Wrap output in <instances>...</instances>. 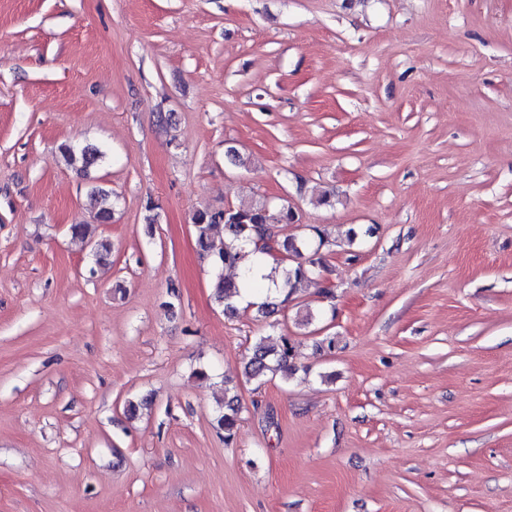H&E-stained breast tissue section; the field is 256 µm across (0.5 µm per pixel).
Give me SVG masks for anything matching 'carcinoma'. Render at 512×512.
I'll return each mask as SVG.
<instances>
[{
  "label": "carcinoma",
  "instance_id": "obj_1",
  "mask_svg": "<svg viewBox=\"0 0 512 512\" xmlns=\"http://www.w3.org/2000/svg\"><path fill=\"white\" fill-rule=\"evenodd\" d=\"M65 163L77 172L86 174L97 167L105 153L93 146L74 148L69 145L61 147ZM97 207V220L101 224L112 221L116 200L108 191L95 187L90 193ZM296 214L291 207L282 208L278 215L270 214L269 206L263 200H256L247 205L234 206L227 214L223 208H197L189 215L192 224L195 245L198 254L210 260L214 268L229 266L236 268L253 254L267 256L273 260V274L266 276L271 283L269 289L283 295L267 296L258 306V313L270 317L278 312L279 306L288 302L296 289L305 283L316 280V273L329 269L328 254L332 240L324 230L313 226L307 236H280L278 229L283 224L294 222ZM275 232L277 253H272L266 245L260 243V232ZM224 233V243L218 247L215 236ZM243 282L234 278H225L217 273L213 284L214 300L224 307V314H235V303L241 296ZM294 346L286 336H263L254 344L252 354L243 366V375L249 381L263 383L269 376H281L288 379L297 370ZM240 421V406L236 387L224 388V403L216 416L217 429L224 431V442L233 441Z\"/></svg>",
  "mask_w": 512,
  "mask_h": 512
}]
</instances>
